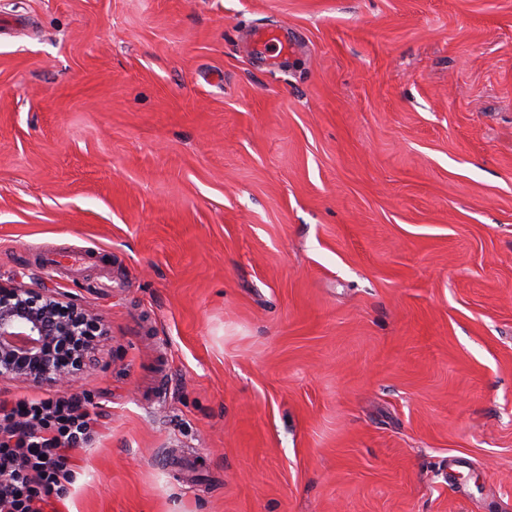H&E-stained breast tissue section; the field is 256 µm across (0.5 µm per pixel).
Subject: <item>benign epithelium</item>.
<instances>
[{
	"instance_id": "1",
	"label": "benign epithelium",
	"mask_w": 512,
	"mask_h": 512,
	"mask_svg": "<svg viewBox=\"0 0 512 512\" xmlns=\"http://www.w3.org/2000/svg\"><path fill=\"white\" fill-rule=\"evenodd\" d=\"M101 331L75 299L0 283V379L56 386L87 368Z\"/></svg>"
}]
</instances>
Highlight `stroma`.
<instances>
[{
    "instance_id": "35a3bbf8",
    "label": "stroma",
    "mask_w": 512,
    "mask_h": 512,
    "mask_svg": "<svg viewBox=\"0 0 512 512\" xmlns=\"http://www.w3.org/2000/svg\"><path fill=\"white\" fill-rule=\"evenodd\" d=\"M0 282L106 331L59 512H512V0H0Z\"/></svg>"
}]
</instances>
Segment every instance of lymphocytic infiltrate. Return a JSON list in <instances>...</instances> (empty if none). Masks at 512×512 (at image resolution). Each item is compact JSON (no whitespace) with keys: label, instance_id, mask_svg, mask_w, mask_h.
Masks as SVG:
<instances>
[{"label":"lymphocytic infiltrate","instance_id":"f902f5d3","mask_svg":"<svg viewBox=\"0 0 512 512\" xmlns=\"http://www.w3.org/2000/svg\"><path fill=\"white\" fill-rule=\"evenodd\" d=\"M99 425L96 406L75 395L0 399V512H47L64 500L74 456Z\"/></svg>","mask_w":512,"mask_h":512}]
</instances>
